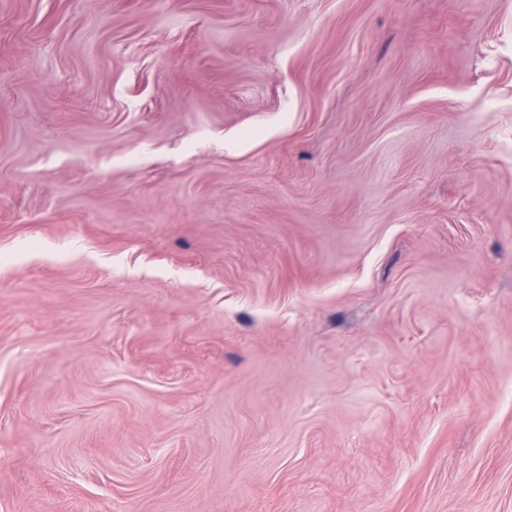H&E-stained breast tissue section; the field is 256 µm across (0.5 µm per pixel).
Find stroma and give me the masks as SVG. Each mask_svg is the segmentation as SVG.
I'll return each instance as SVG.
<instances>
[{
    "label": "stroma",
    "mask_w": 512,
    "mask_h": 512,
    "mask_svg": "<svg viewBox=\"0 0 512 512\" xmlns=\"http://www.w3.org/2000/svg\"><path fill=\"white\" fill-rule=\"evenodd\" d=\"M0 512H512V0H0Z\"/></svg>",
    "instance_id": "stroma-1"
}]
</instances>
